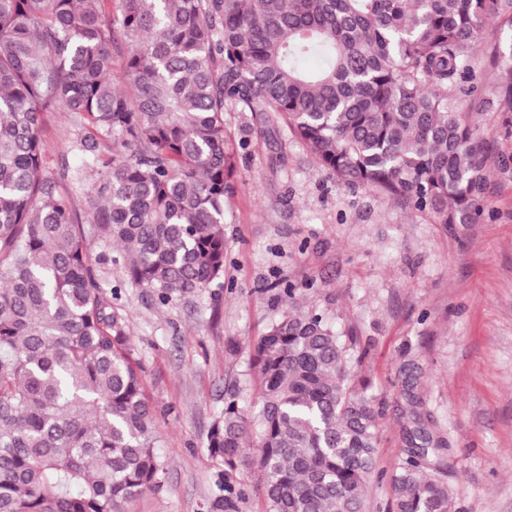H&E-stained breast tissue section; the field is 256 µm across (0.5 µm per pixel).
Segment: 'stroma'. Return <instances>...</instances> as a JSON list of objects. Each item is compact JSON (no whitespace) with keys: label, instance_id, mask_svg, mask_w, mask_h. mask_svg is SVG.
<instances>
[{"label":"stroma","instance_id":"stroma-1","mask_svg":"<svg viewBox=\"0 0 512 512\" xmlns=\"http://www.w3.org/2000/svg\"><path fill=\"white\" fill-rule=\"evenodd\" d=\"M512 41V7L488 18L471 66L476 90L459 109L486 145L483 212L440 224L376 190L336 182L287 130H261L250 112H228L238 145L226 203L224 285L167 304L131 287L122 264H97L130 327L132 358L156 412L164 486L129 512H213L220 464L207 434L224 391L254 393L232 340L257 342L286 304L269 284L306 290L354 337L361 374L380 412L378 469L405 447L408 374L448 439L445 479L456 512H512V135L497 96L508 72L498 50ZM66 112L46 113L44 165L85 171Z\"/></svg>","mask_w":512,"mask_h":512}]
</instances>
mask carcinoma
<instances>
[{"label":"carcinoma","mask_w":512,"mask_h":512,"mask_svg":"<svg viewBox=\"0 0 512 512\" xmlns=\"http://www.w3.org/2000/svg\"><path fill=\"white\" fill-rule=\"evenodd\" d=\"M0 0V512H128L163 486L156 414L129 325L87 247L98 227L128 282L162 304L224 286L225 199L237 148L224 113L286 128L337 182L429 210L481 213L486 150L451 92L473 79L502 0ZM125 44V88L112 82ZM313 53L322 66L305 69ZM85 130L68 170H46V112ZM112 142L101 159L99 141ZM247 354L258 392L227 390L207 435L223 466L217 512H237L243 467L264 512H369L379 445L355 341L296 288ZM391 470L393 512H453L437 472L446 441L411 411Z\"/></svg>","instance_id":"obj_1"}]
</instances>
